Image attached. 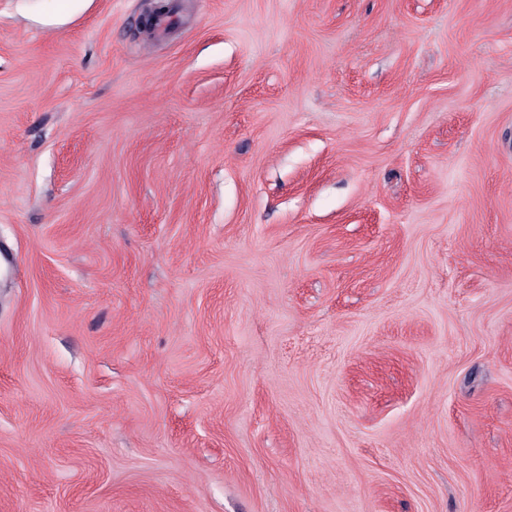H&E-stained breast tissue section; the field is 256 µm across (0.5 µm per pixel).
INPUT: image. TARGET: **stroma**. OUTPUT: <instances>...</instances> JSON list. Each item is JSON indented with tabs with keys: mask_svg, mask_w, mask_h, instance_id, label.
Instances as JSON below:
<instances>
[{
	"mask_svg": "<svg viewBox=\"0 0 512 512\" xmlns=\"http://www.w3.org/2000/svg\"><path fill=\"white\" fill-rule=\"evenodd\" d=\"M0 0V512H512V0ZM20 10L45 26H60L68 23L72 16L69 0H38L36 3H21Z\"/></svg>",
	"mask_w": 512,
	"mask_h": 512,
	"instance_id": "obj_1",
	"label": "stroma"
}]
</instances>
